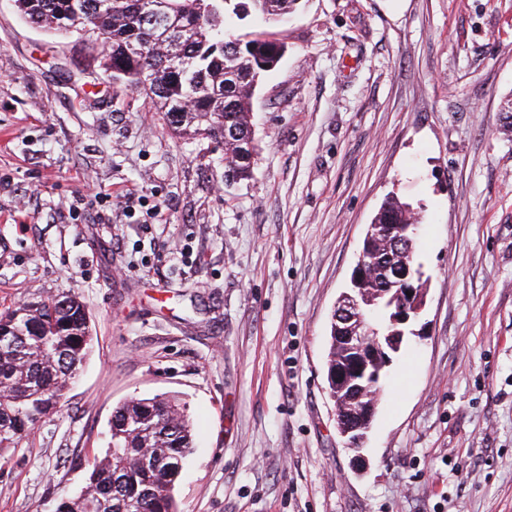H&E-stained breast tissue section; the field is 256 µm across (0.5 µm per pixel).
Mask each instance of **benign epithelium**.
I'll list each match as a JSON object with an SVG mask.
<instances>
[{
  "label": "benign epithelium",
  "instance_id": "7a95c632",
  "mask_svg": "<svg viewBox=\"0 0 512 512\" xmlns=\"http://www.w3.org/2000/svg\"><path fill=\"white\" fill-rule=\"evenodd\" d=\"M225 148L233 152L238 162L247 164L253 160L252 141L236 131L225 134ZM415 224H373L362 252L359 253L353 270L352 288L343 292L336 305V321L343 325L347 334L338 337L345 350V358L336 361L332 376L336 382L350 387L357 410L349 414L351 422L340 423V433L347 437L351 446L358 445L363 436L358 433L368 427L373 419L378 402L377 387L386 376V368L391 363L390 354L400 350L411 319L422 310L424 297L411 286L408 267H396L390 273L387 287L398 288L399 306L390 317L387 329L375 327L370 322L376 305V295L365 290L369 270L365 254L376 252L389 246L393 241L404 240L412 244L416 236Z\"/></svg>",
  "mask_w": 512,
  "mask_h": 512
}]
</instances>
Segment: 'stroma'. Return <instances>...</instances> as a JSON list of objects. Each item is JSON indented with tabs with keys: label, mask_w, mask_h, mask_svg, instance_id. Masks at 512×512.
Listing matches in <instances>:
<instances>
[{
	"label": "stroma",
	"mask_w": 512,
	"mask_h": 512,
	"mask_svg": "<svg viewBox=\"0 0 512 512\" xmlns=\"http://www.w3.org/2000/svg\"><path fill=\"white\" fill-rule=\"evenodd\" d=\"M250 105L249 180L103 74L102 46L0 0V310L79 296L92 355L0 512L86 484L112 410L167 393L177 512H512V0H297ZM420 214L425 305L361 449L331 314L387 196Z\"/></svg>",
	"instance_id": "1"
}]
</instances>
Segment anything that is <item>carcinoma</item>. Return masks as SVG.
I'll return each instance as SVG.
<instances>
[{
    "label": "carcinoma",
    "mask_w": 512,
    "mask_h": 512,
    "mask_svg": "<svg viewBox=\"0 0 512 512\" xmlns=\"http://www.w3.org/2000/svg\"><path fill=\"white\" fill-rule=\"evenodd\" d=\"M32 23L55 31L93 35L108 43L104 73L145 93L173 132L220 141L224 128L252 134L250 95L283 56L272 34L243 40L233 34L251 15L274 25L296 0H166V19L151 25L139 0H17ZM144 44L133 54L130 40ZM176 44L166 59L150 53L156 42ZM409 205L387 199L376 224H408ZM414 253L393 252L372 268L383 283L386 267ZM93 347L90 316L76 295L27 302L0 312V458L29 445L41 419L55 413ZM103 457L88 462L85 488L55 503V512H176L175 482L190 454L194 433L174 396L134 398L118 404ZM153 453L142 455V449Z\"/></svg>",
    "instance_id": "carcinoma-1"
}]
</instances>
